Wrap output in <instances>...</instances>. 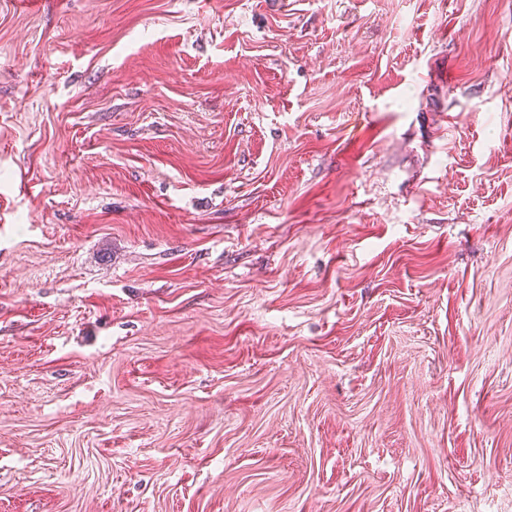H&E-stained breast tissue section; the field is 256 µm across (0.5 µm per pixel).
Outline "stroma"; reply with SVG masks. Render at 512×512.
Returning a JSON list of instances; mask_svg holds the SVG:
<instances>
[{"instance_id":"stroma-1","label":"stroma","mask_w":512,"mask_h":512,"mask_svg":"<svg viewBox=\"0 0 512 512\" xmlns=\"http://www.w3.org/2000/svg\"><path fill=\"white\" fill-rule=\"evenodd\" d=\"M0 512H512V0H0Z\"/></svg>"}]
</instances>
